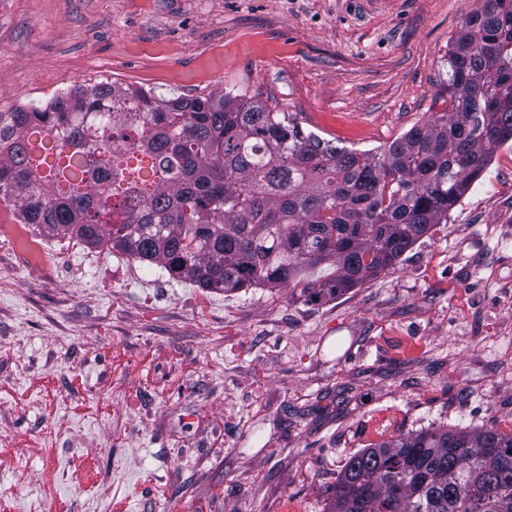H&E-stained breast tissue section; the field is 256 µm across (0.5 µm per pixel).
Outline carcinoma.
I'll return each mask as SVG.
<instances>
[{
  "mask_svg": "<svg viewBox=\"0 0 512 512\" xmlns=\"http://www.w3.org/2000/svg\"><path fill=\"white\" fill-rule=\"evenodd\" d=\"M449 109L350 150L244 95L78 86L0 113V203L206 291L315 302L396 266L512 140V0L448 49ZM328 266V273L314 271ZM329 512H512V432L433 427L348 459Z\"/></svg>",
  "mask_w": 512,
  "mask_h": 512,
  "instance_id": "cac0c4a2",
  "label": "carcinoma"
}]
</instances>
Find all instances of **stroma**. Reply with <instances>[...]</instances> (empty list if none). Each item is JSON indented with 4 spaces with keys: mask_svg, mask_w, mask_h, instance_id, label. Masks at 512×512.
Wrapping results in <instances>:
<instances>
[{
    "mask_svg": "<svg viewBox=\"0 0 512 512\" xmlns=\"http://www.w3.org/2000/svg\"><path fill=\"white\" fill-rule=\"evenodd\" d=\"M486 0H0V113L233 92L370 150L448 106ZM512 431V143L397 265L310 303L205 291L0 204V512H328L399 433Z\"/></svg>",
    "mask_w": 512,
    "mask_h": 512,
    "instance_id": "1",
    "label": "stroma"
}]
</instances>
